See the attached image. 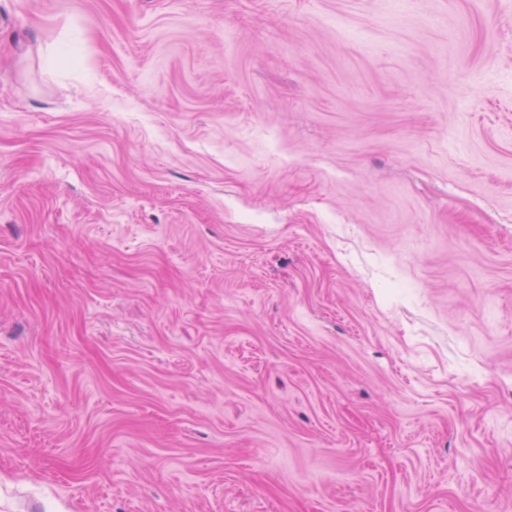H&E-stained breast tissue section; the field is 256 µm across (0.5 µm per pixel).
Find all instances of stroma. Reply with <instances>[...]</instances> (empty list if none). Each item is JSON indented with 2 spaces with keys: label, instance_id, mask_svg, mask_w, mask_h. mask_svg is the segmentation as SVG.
Segmentation results:
<instances>
[{
  "label": "stroma",
  "instance_id": "1",
  "mask_svg": "<svg viewBox=\"0 0 512 512\" xmlns=\"http://www.w3.org/2000/svg\"><path fill=\"white\" fill-rule=\"evenodd\" d=\"M511 384L512 0H0V512H512Z\"/></svg>",
  "mask_w": 512,
  "mask_h": 512
}]
</instances>
